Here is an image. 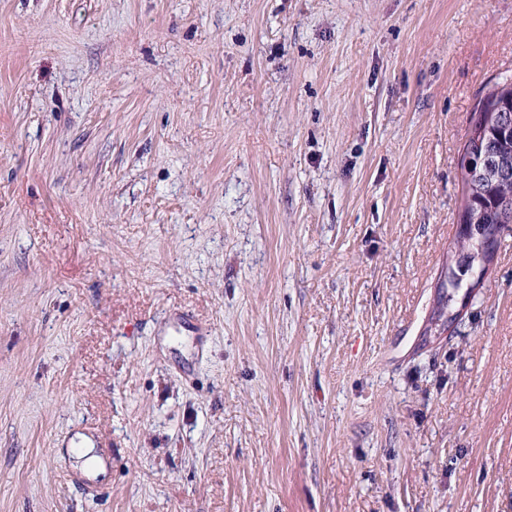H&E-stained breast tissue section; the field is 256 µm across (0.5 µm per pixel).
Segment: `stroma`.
Listing matches in <instances>:
<instances>
[{"label": "stroma", "mask_w": 512, "mask_h": 512, "mask_svg": "<svg viewBox=\"0 0 512 512\" xmlns=\"http://www.w3.org/2000/svg\"><path fill=\"white\" fill-rule=\"evenodd\" d=\"M510 77L512 0H0V512H512V231L428 330Z\"/></svg>", "instance_id": "35a3bbf8"}]
</instances>
